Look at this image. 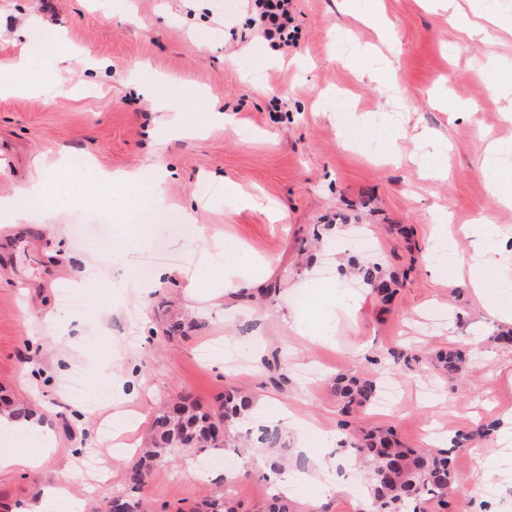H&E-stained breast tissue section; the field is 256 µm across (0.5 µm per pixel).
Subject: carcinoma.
I'll use <instances>...</instances> for the list:
<instances>
[{
  "mask_svg": "<svg viewBox=\"0 0 512 512\" xmlns=\"http://www.w3.org/2000/svg\"><path fill=\"white\" fill-rule=\"evenodd\" d=\"M358 273L383 300L391 297L386 279L374 265H365ZM439 370L450 377L460 375L466 364L465 354L450 352L439 356ZM377 381L352 377L338 383L337 393L349 406H364L378 395ZM250 398L231 392L215 409H205L191 396L185 395L161 407L153 420L154 437L140 457L127 471L131 490L139 489L151 472L171 462L175 448L219 447L226 434L244 421L252 411ZM279 427L260 426L255 442L267 448L281 445ZM344 451L363 463L370 481L372 499L368 512H419L420 503L430 499L443 500L457 483L451 465L452 450L408 448L383 433H369ZM205 512H238V505L228 493L208 503Z\"/></svg>",
  "mask_w": 512,
  "mask_h": 512,
  "instance_id": "carcinoma-1",
  "label": "carcinoma"
}]
</instances>
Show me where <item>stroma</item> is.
I'll use <instances>...</instances> for the list:
<instances>
[{"mask_svg": "<svg viewBox=\"0 0 512 512\" xmlns=\"http://www.w3.org/2000/svg\"><path fill=\"white\" fill-rule=\"evenodd\" d=\"M117 2L0 0V61L27 52V78L39 84L33 94L0 97V195L25 188L38 157L77 154L103 170L160 164L172 173L167 204L157 210L116 216L113 195L132 199L143 188L103 193L68 167L55 181L54 231L0 214V396L51 409L57 441L39 470L0 472V503L29 504L65 476L76 496L106 505L126 490L127 469L165 401L188 394L212 408L234 389L251 396L270 425L286 410L298 418V426H281L294 472L322 450L316 439L297 449L311 426L343 439L390 428L408 447L445 449L456 435L491 424L486 437L453 453L459 482L447 505L427 512H512V458L499 459L512 424V343L498 339L512 324L495 315L494 272L484 291L470 283L480 246L474 225L497 226L512 249V209L500 198L512 191V157L484 165L487 144L512 142L504 118L512 104V0H500L493 23L479 17L476 0H455L450 11L435 0H293L300 34L286 52L253 27L247 0H127L124 18L114 13ZM199 41L208 50H197ZM458 44L466 52L455 53ZM62 48L72 54L67 70L45 76V57ZM132 69L149 92L123 80ZM60 83L71 94L57 93ZM158 97L171 100L166 117L187 134L154 140ZM219 110L234 113V122L215 124ZM426 130L448 141L445 177H424L413 159ZM206 172L260 195L268 211L243 207L203 180ZM197 198L206 204L199 217L207 237L224 254L263 260L266 282L213 296L226 272L189 241L168 250L165 265L177 274L155 291H115L124 272L119 222L146 227L144 256L166 248L171 220ZM444 218L457 261L431 273L428 248ZM361 235L373 239V252L357 249ZM87 261L96 277L82 292L85 323L45 351L42 320L69 315L60 292ZM356 261L395 277L392 301L352 273ZM337 288L351 306L335 304ZM291 310L315 325L330 320V335L300 336L282 321ZM184 317L193 327L167 338L164 321ZM471 336L482 343L468 349L465 380L433 368L437 352L464 348ZM215 339L240 344L249 370L202 362L200 350ZM395 352L407 363L394 364ZM305 367L318 371L315 383ZM78 369L93 392L86 403L68 391ZM354 372L396 380V402L344 413L335 380ZM85 427L100 439L84 441ZM213 455L178 450L140 498L153 512H193L224 490L223 470L196 467ZM88 456L101 475L85 470ZM266 457L259 448L239 466L240 512L262 510ZM368 497L361 483L326 498L301 485L288 499L295 512H363Z\"/></svg>", "mask_w": 512, "mask_h": 512, "instance_id": "obj_1", "label": "stroma"}]
</instances>
